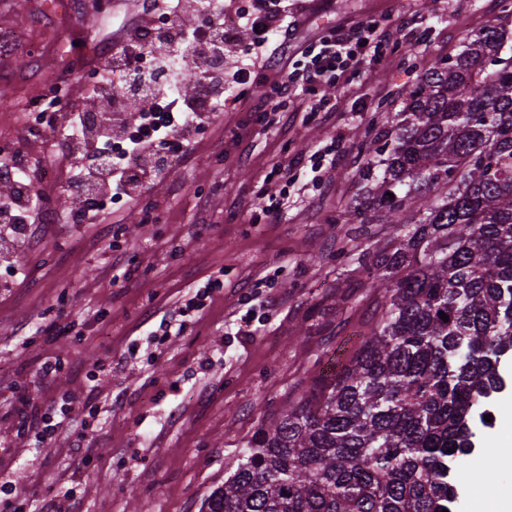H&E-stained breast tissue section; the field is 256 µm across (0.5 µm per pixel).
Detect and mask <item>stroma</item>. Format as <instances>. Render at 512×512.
I'll list each match as a JSON object with an SVG mask.
<instances>
[{
	"instance_id": "stroma-1",
	"label": "stroma",
	"mask_w": 512,
	"mask_h": 512,
	"mask_svg": "<svg viewBox=\"0 0 512 512\" xmlns=\"http://www.w3.org/2000/svg\"><path fill=\"white\" fill-rule=\"evenodd\" d=\"M122 0H107L110 8ZM82 0H0V28L25 48L0 74V139L45 157L21 113L59 80L71 100L113 37L108 12ZM373 20L389 30L385 57L330 89L334 112L254 113L247 91L196 135L181 165L133 204L96 224H51L10 257L25 277L0 288V512H200L233 471L260 422L296 398L329 358L348 355L377 316L362 265L385 247L382 224H348L361 193L355 134L385 130L422 68L454 55L495 24L512 32L501 0H318L299 14L296 44L333 25ZM342 143L334 166L295 171L281 218L258 217L280 183L274 166ZM120 225L118 241L102 227ZM128 277L109 261L110 243ZM220 278L201 314L181 320L189 289ZM74 329L46 336L58 308ZM48 359L61 371L42 381ZM46 407L72 399L69 425L50 446L17 431L16 392ZM488 453L461 465L463 512H508L512 494V385L498 395ZM500 461L479 477L484 455Z\"/></svg>"
}]
</instances>
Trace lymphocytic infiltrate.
Returning a JSON list of instances; mask_svg holds the SVG:
<instances>
[{
  "label": "lymphocytic infiltrate",
  "instance_id": "f902f5d3",
  "mask_svg": "<svg viewBox=\"0 0 512 512\" xmlns=\"http://www.w3.org/2000/svg\"><path fill=\"white\" fill-rule=\"evenodd\" d=\"M138 20L115 15L124 37L107 49L99 65L116 81L115 90L91 88L97 108L70 105L69 113L47 144L64 155L70 137L96 127L95 137L67 169L65 191L75 204L73 223H95L103 197L132 203L166 171L176 169L192 143V133L238 99L242 85L252 79L251 61L281 73L263 93L264 109L284 112L291 96L307 95V111L329 112L326 94L338 78L357 70L366 58L381 55L385 33L371 22L341 25L302 45L296 60H288L284 45L295 23L288 0H138ZM234 17L235 29L224 27ZM249 39H242V32ZM183 60L181 70L169 60ZM141 76L152 91L134 94L135 111L116 100V90H128L131 77ZM59 214L40 191L21 201L14 193L0 195V244L32 238L42 226L55 224Z\"/></svg>",
  "mask_w": 512,
  "mask_h": 512
}]
</instances>
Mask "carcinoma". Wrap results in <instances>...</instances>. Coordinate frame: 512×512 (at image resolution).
<instances>
[{
	"label": "carcinoma",
	"mask_w": 512,
	"mask_h": 512,
	"mask_svg": "<svg viewBox=\"0 0 512 512\" xmlns=\"http://www.w3.org/2000/svg\"><path fill=\"white\" fill-rule=\"evenodd\" d=\"M494 24L421 70L391 145L357 133L392 229L339 371L258 426L204 512H454L474 412L512 358V55ZM449 316L441 319L440 313Z\"/></svg>",
	"instance_id": "cac0c4a2"
}]
</instances>
